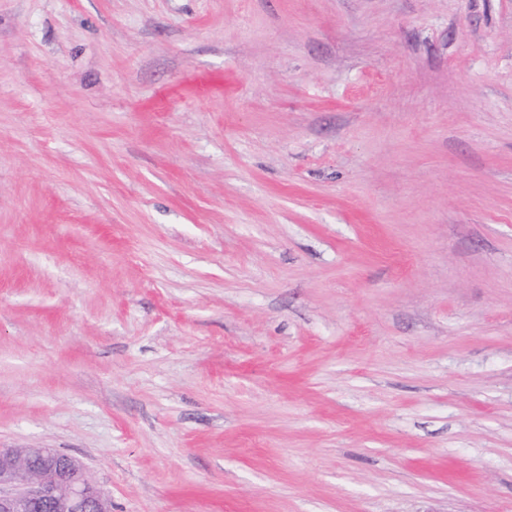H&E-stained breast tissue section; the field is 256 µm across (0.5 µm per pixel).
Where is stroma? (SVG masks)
I'll list each match as a JSON object with an SVG mask.
<instances>
[{
  "label": "stroma",
  "instance_id": "stroma-1",
  "mask_svg": "<svg viewBox=\"0 0 512 512\" xmlns=\"http://www.w3.org/2000/svg\"><path fill=\"white\" fill-rule=\"evenodd\" d=\"M0 448L512 512V0H0Z\"/></svg>",
  "mask_w": 512,
  "mask_h": 512
}]
</instances>
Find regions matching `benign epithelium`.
I'll use <instances>...</instances> for the list:
<instances>
[{
	"label": "benign epithelium",
	"instance_id": "1",
	"mask_svg": "<svg viewBox=\"0 0 512 512\" xmlns=\"http://www.w3.org/2000/svg\"><path fill=\"white\" fill-rule=\"evenodd\" d=\"M0 512H112V501L65 454L0 448Z\"/></svg>",
	"mask_w": 512,
	"mask_h": 512
}]
</instances>
